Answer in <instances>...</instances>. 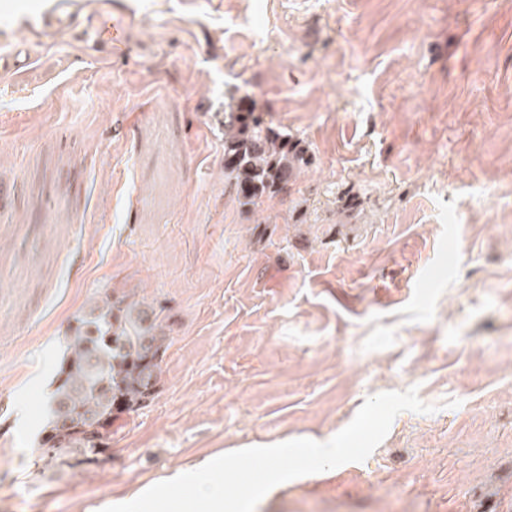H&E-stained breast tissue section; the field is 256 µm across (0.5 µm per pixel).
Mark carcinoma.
<instances>
[{
    "mask_svg": "<svg viewBox=\"0 0 512 512\" xmlns=\"http://www.w3.org/2000/svg\"><path fill=\"white\" fill-rule=\"evenodd\" d=\"M309 165L305 150L251 111L224 113V176L238 203L251 210L265 196L289 192ZM170 325L153 307L107 295L75 317L48 403L40 459L87 463L112 439V424L158 393Z\"/></svg>",
    "mask_w": 512,
    "mask_h": 512,
    "instance_id": "1",
    "label": "carcinoma"
}]
</instances>
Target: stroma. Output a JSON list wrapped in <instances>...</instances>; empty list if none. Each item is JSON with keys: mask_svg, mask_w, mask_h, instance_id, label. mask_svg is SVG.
Listing matches in <instances>:
<instances>
[{"mask_svg": "<svg viewBox=\"0 0 512 512\" xmlns=\"http://www.w3.org/2000/svg\"><path fill=\"white\" fill-rule=\"evenodd\" d=\"M48 4L0 0V512H102L412 387L435 413L256 512H512V0ZM231 88L312 158L255 211ZM117 292L170 319L159 391L36 471L68 329Z\"/></svg>", "mask_w": 512, "mask_h": 512, "instance_id": "35a3bbf8", "label": "stroma"}]
</instances>
